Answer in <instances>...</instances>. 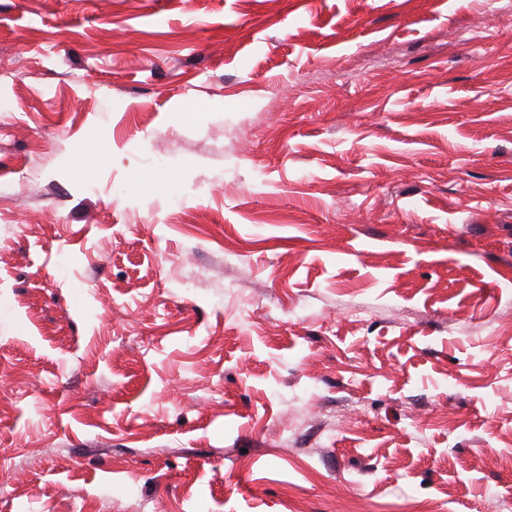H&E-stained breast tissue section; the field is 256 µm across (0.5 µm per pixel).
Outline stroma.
Returning <instances> with one entry per match:
<instances>
[{"instance_id": "stroma-1", "label": "stroma", "mask_w": 512, "mask_h": 512, "mask_svg": "<svg viewBox=\"0 0 512 512\" xmlns=\"http://www.w3.org/2000/svg\"><path fill=\"white\" fill-rule=\"evenodd\" d=\"M512 0H0V512H505Z\"/></svg>"}]
</instances>
